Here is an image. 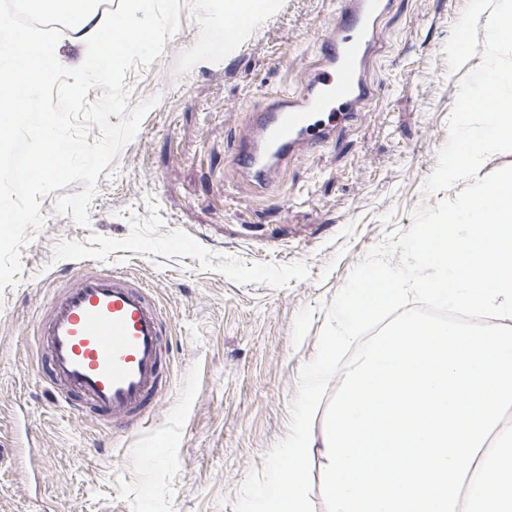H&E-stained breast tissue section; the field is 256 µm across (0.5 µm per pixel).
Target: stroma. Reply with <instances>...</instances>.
Segmentation results:
<instances>
[{
  "label": "stroma",
  "mask_w": 512,
  "mask_h": 512,
  "mask_svg": "<svg viewBox=\"0 0 512 512\" xmlns=\"http://www.w3.org/2000/svg\"><path fill=\"white\" fill-rule=\"evenodd\" d=\"M180 2L158 57L126 74L128 109L149 108L101 172L88 226L44 196L45 221L0 292V512H234L289 431L353 269L437 203L424 184L482 61L452 73L444 52L469 0H391L368 112L291 158L266 195L239 175L233 137L251 108L296 86L336 0H269L230 54L215 0ZM85 255L152 288L167 322L170 386L134 431L58 407L38 379L48 284Z\"/></svg>",
  "instance_id": "stroma-1"
}]
</instances>
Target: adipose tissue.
<instances>
[{
	"label": "adipose tissue",
	"mask_w": 512,
	"mask_h": 512,
	"mask_svg": "<svg viewBox=\"0 0 512 512\" xmlns=\"http://www.w3.org/2000/svg\"><path fill=\"white\" fill-rule=\"evenodd\" d=\"M24 6L28 9L78 12L90 54L98 60L112 58L120 50H138L147 41L146 34H133L129 21L121 17L113 18L108 30H99L93 12L82 10L81 0H25Z\"/></svg>",
	"instance_id": "adipose-tissue-1"
}]
</instances>
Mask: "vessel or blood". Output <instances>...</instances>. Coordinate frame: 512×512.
Returning <instances> with one entry per match:
<instances>
[{
    "mask_svg": "<svg viewBox=\"0 0 512 512\" xmlns=\"http://www.w3.org/2000/svg\"><path fill=\"white\" fill-rule=\"evenodd\" d=\"M389 0H338L336 17L296 90L269 95L239 131L241 176L272 190L290 157L335 141L374 96L367 70L379 53V22ZM35 333L44 378L56 403L106 421L143 424L163 394L166 321L152 290L99 263L81 261L74 283L53 286Z\"/></svg>",
    "mask_w": 512,
    "mask_h": 512,
    "instance_id": "obj_1",
    "label": "vessel or blood"
}]
</instances>
